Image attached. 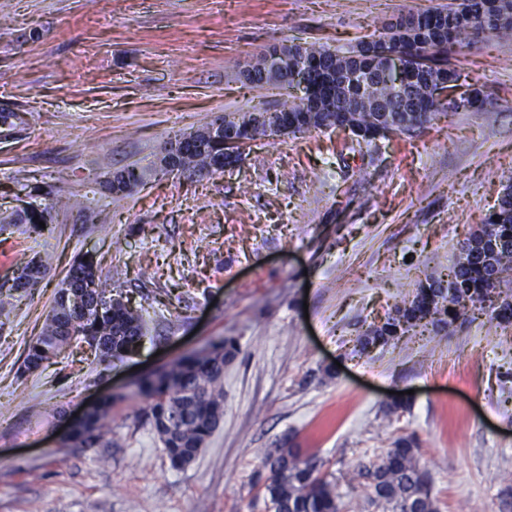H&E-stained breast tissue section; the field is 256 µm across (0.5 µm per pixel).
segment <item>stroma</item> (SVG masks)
I'll return each instance as SVG.
<instances>
[{
    "label": "stroma",
    "mask_w": 512,
    "mask_h": 512,
    "mask_svg": "<svg viewBox=\"0 0 512 512\" xmlns=\"http://www.w3.org/2000/svg\"><path fill=\"white\" fill-rule=\"evenodd\" d=\"M458 0H0V106L26 126L0 138V215L85 197L49 232L0 231V512H267L264 449L291 438L325 463L346 512H380L353 481L414 437L439 512H512V326L474 312L372 350L356 339L443 277L512 184V41L449 53L456 98L426 127L344 149L312 130L252 143L231 170L156 173L165 144L217 116L273 111L275 84L241 68L280 45L343 50L397 17ZM144 179L112 195L113 172ZM95 254L144 308L137 354L95 363L79 346L23 372L58 285ZM51 253L31 294L21 257ZM225 340L224 421L172 470L142 416L139 376ZM409 394L392 410V393ZM111 396L110 445L62 433Z\"/></svg>",
    "instance_id": "stroma-1"
}]
</instances>
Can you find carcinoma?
Wrapping results in <instances>:
<instances>
[{
  "label": "carcinoma",
  "instance_id": "1",
  "mask_svg": "<svg viewBox=\"0 0 512 512\" xmlns=\"http://www.w3.org/2000/svg\"><path fill=\"white\" fill-rule=\"evenodd\" d=\"M512 10V0H460L456 7L440 16L435 24L417 26L389 25L374 39L404 54V81L412 89L411 111L375 112L363 104L354 112L341 111L347 73L357 67L381 65V60L367 50L352 47L342 52L314 44L283 47L288 57L309 68L313 87L307 102L292 101L279 110V120L289 134L310 130L352 128L354 139L347 149L356 152L386 138L382 129L391 125L403 133L430 123L445 104L434 100L431 87L441 81H456L453 69L438 68L427 72L415 66L413 50L427 45L440 57L454 51L464 53L478 41L477 34L492 40L512 39V24L491 26V18L504 8ZM370 98H388L396 103L392 88L376 83L368 88ZM26 124L25 115L0 110V127L14 130ZM198 130L199 145L180 160L179 171H211L223 144L211 142ZM82 208L84 203L60 197L42 209L31 208L23 215H6L0 224H28L44 232L39 222L50 226L51 211L56 207ZM463 256L450 268L448 279L429 277L420 282L411 298L398 305L385 320L369 327L358 337L361 350L384 346L428 325L445 328L468 308H479L489 321L512 325V185L505 187L497 207L490 212L483 227L473 232L462 247ZM49 259L33 257L22 262L12 278L10 291L29 293L46 275ZM78 294L82 305L65 301V288ZM143 337V319L139 310L122 297L112 296V284L87 252L70 267L49 311L40 336L30 345L24 359V371L31 372L60 353L72 341L85 344L102 365L137 352ZM224 343L207 356L181 358L160 375L145 377L137 394L145 399L144 416L163 445L170 468L181 470L196 459L208 439L224 419ZM112 399L105 398L75 423L67 441L75 448H95L105 441V418ZM418 442L401 437L377 462L360 463L361 479L368 504L390 512H438L431 496L427 474L418 465ZM262 481L268 512H342V495L328 478L324 463L315 456L305 457L292 440L263 452Z\"/></svg>",
  "mask_w": 512,
  "mask_h": 512
}]
</instances>
